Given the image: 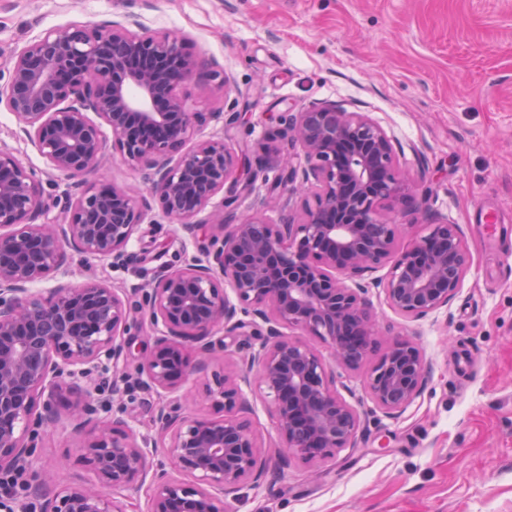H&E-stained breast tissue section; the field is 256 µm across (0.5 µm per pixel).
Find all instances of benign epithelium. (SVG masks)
Wrapping results in <instances>:
<instances>
[{
	"label": "benign epithelium",
	"mask_w": 512,
	"mask_h": 512,
	"mask_svg": "<svg viewBox=\"0 0 512 512\" xmlns=\"http://www.w3.org/2000/svg\"><path fill=\"white\" fill-rule=\"evenodd\" d=\"M200 70L172 32L133 25L70 23L51 28L0 68V107L49 168L78 178L99 170L107 140L146 171L135 194L98 182L55 216L39 173L0 148V470L33 471L40 512H129L114 492L145 488L146 512H229L248 483L271 465L326 459L355 439L360 416L340 395L336 369L358 368L380 335L369 288L408 321L446 307L471 268L459 225L434 221L428 193L415 185L388 133L364 112L317 103L288 115L281 132L292 153L273 189L302 197L300 213L277 223L262 214L224 217L243 164L225 136L193 140L219 112H191L179 89ZM429 221L413 245L396 249L386 201ZM181 223L196 253L174 266L130 250L141 226ZM211 208L216 222L198 219ZM114 268L139 261L143 283L115 288L91 277L59 282L73 255ZM158 265L147 268L145 264ZM388 267L383 278L372 273ZM54 280L45 290L34 285ZM145 336L130 362L131 336ZM313 336L323 354L303 340ZM230 339L246 358L209 373ZM112 376V406L100 395ZM206 389L220 416L192 418L183 404L189 378ZM427 384L420 348L394 340L372 366L371 398L398 415ZM137 389L155 432L140 434L122 403ZM269 400L276 459L259 446L251 400ZM70 410L76 428L92 426L82 459L97 477L67 481V465L34 470L41 433ZM168 465L151 466L159 449Z\"/></svg>",
	"instance_id": "obj_1"
}]
</instances>
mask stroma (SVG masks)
Masks as SVG:
<instances>
[{
	"label": "stroma",
	"mask_w": 512,
	"mask_h": 512,
	"mask_svg": "<svg viewBox=\"0 0 512 512\" xmlns=\"http://www.w3.org/2000/svg\"><path fill=\"white\" fill-rule=\"evenodd\" d=\"M128 15L181 33L203 61L182 88L191 111L239 113L228 144L259 175L238 216L271 196L266 161L285 146L289 113L328 101L394 137L473 258L447 308L424 320L405 321L381 289L370 293L380 328L425 354L421 397L396 417L376 406L365 381L379 344L338 385L361 418L353 446L291 461L245 487L234 512H512V0H0V66L49 28ZM0 147L40 173L55 209L75 193L3 109ZM92 275L138 282L133 268L73 256L67 282ZM83 440L61 415L36 458L68 459L72 481L91 480Z\"/></svg>",
	"instance_id": "obj_1"
}]
</instances>
